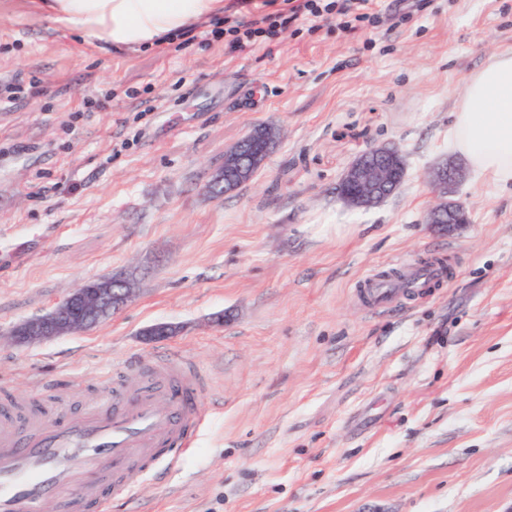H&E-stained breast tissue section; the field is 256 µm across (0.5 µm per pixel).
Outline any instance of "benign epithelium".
<instances>
[{"label": "benign epithelium", "instance_id": "1", "mask_svg": "<svg viewBox=\"0 0 512 512\" xmlns=\"http://www.w3.org/2000/svg\"><path fill=\"white\" fill-rule=\"evenodd\" d=\"M274 139L272 132L251 131L224 157V166L235 170L243 179H251V172L262 164ZM401 168L397 149L368 148L348 166L340 179L347 187L340 199L352 207L368 208L382 203L401 184ZM462 177L461 169L451 164L429 173V182L441 199L429 208L425 223L446 224L450 229L466 223L463 204L445 200ZM132 298V288L125 279L89 280L47 314L18 325L11 331V337L18 344H33L83 330L121 309Z\"/></svg>", "mask_w": 512, "mask_h": 512}]
</instances>
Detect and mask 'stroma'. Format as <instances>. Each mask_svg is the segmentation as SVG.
<instances>
[{"instance_id": "35a3bbf8", "label": "stroma", "mask_w": 512, "mask_h": 512, "mask_svg": "<svg viewBox=\"0 0 512 512\" xmlns=\"http://www.w3.org/2000/svg\"><path fill=\"white\" fill-rule=\"evenodd\" d=\"M375 28L297 20L242 53L85 43L39 0H0V332L85 281L131 302L82 331L0 340V404L100 383L180 351L208 379L180 469L137 477L108 512H512V190L467 171V222L425 223L429 172L463 165L448 129L467 77L512 50V0H379ZM39 95H32L31 85ZM260 125L254 177L212 184ZM398 146L369 209L336 185ZM444 259L429 296L374 313L375 270ZM172 324L173 336L146 331ZM373 157L375 162L366 161ZM400 153L396 148L370 147L346 169L340 182L346 187L339 198L352 207H373L382 203L401 184ZM347 187H351L350 191Z\"/></svg>"}]
</instances>
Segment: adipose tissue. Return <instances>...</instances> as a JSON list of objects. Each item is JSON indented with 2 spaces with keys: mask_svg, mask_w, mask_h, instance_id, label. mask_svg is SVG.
I'll list each match as a JSON object with an SVG mask.
<instances>
[{
  "mask_svg": "<svg viewBox=\"0 0 512 512\" xmlns=\"http://www.w3.org/2000/svg\"><path fill=\"white\" fill-rule=\"evenodd\" d=\"M44 9L83 38L139 48L223 15L224 0H46ZM448 146L472 170L499 186L512 185V52L494 55L468 76L452 114Z\"/></svg>",
  "mask_w": 512,
  "mask_h": 512,
  "instance_id": "obj_1",
  "label": "adipose tissue"
}]
</instances>
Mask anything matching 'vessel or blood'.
Listing matches in <instances>:
<instances>
[{
	"mask_svg": "<svg viewBox=\"0 0 512 512\" xmlns=\"http://www.w3.org/2000/svg\"><path fill=\"white\" fill-rule=\"evenodd\" d=\"M400 279L364 277L359 291L371 310L389 307L440 275L431 264H405ZM206 376L182 354L161 369L128 371L82 413H31L0 419V512H107L113 495L134 496L132 477L158 465L179 468L205 418L197 399Z\"/></svg>",
	"mask_w": 512,
	"mask_h": 512,
	"instance_id": "vessel-or-blood-1",
	"label": "vessel or blood"
}]
</instances>
